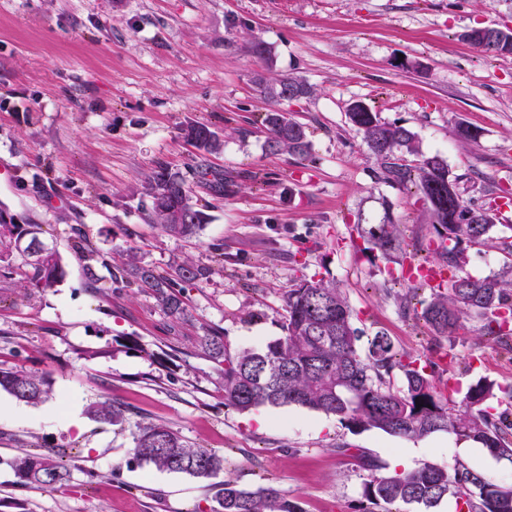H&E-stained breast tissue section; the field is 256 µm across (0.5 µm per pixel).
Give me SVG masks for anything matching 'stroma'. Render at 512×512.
<instances>
[{
	"mask_svg": "<svg viewBox=\"0 0 512 512\" xmlns=\"http://www.w3.org/2000/svg\"><path fill=\"white\" fill-rule=\"evenodd\" d=\"M492 25L512 28V0H0V208L42 225L66 269L29 298L0 288V364L52 382L37 405L0 390V512H212L208 483L133 462L142 422L223 455L225 478L242 487L272 481L304 512H361L364 454L386 466L398 454L414 468L462 461L512 481V462L485 458L478 444L462 452L445 432L417 441L353 433L295 405L238 413L224 405L221 364L200 347L212 328L234 350L280 336L285 292L322 277L364 337L385 332L400 352L435 361L454 400L481 377L512 386V351L480 339L475 320L452 344L403 313L398 297L425 299L429 288L393 276L351 238L361 216L386 210L406 244L425 231L415 188L376 178L346 116L355 101L413 131L422 154L443 157L465 201L512 193V57L462 38ZM256 39L266 58L253 55ZM260 72L314 87L277 105L306 126L307 158L266 150ZM191 121L218 133L223 151L187 144ZM462 123L477 141L459 136ZM203 165L223 172V197L199 194L209 220L197 237L165 234L147 218L144 181L163 166L193 186ZM76 227L81 252L70 248ZM130 250L161 270L186 259L209 268L186 286L181 318L108 279ZM88 261L100 282H87ZM511 268L500 245L467 249L472 277ZM103 401L127 406L128 423L91 418L89 405ZM23 445L55 450L67 485H16L2 461Z\"/></svg>",
	"mask_w": 512,
	"mask_h": 512,
	"instance_id": "obj_1",
	"label": "stroma"
}]
</instances>
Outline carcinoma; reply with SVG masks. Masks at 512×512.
Wrapping results in <instances>:
<instances>
[{
    "instance_id": "obj_1",
    "label": "carcinoma",
    "mask_w": 512,
    "mask_h": 512,
    "mask_svg": "<svg viewBox=\"0 0 512 512\" xmlns=\"http://www.w3.org/2000/svg\"><path fill=\"white\" fill-rule=\"evenodd\" d=\"M476 47L494 56L512 55V28L505 27L495 42ZM268 101L300 100L312 93L307 81L292 77L257 79ZM348 119L364 136L377 164L378 179L393 185L415 184L425 205L429 233L417 239L415 250L434 249V262L448 268L442 288L431 289L421 301L420 318L437 335L447 336L471 317L481 323L483 337L503 343L512 335V277L494 274L475 279L463 273L466 249L489 242L492 217L499 198L483 205L463 200L459 177L440 156L420 154L415 133L395 123L383 122L362 102L347 109ZM263 122L265 142L272 154L286 152L303 158L310 151L306 126L271 109ZM185 140L204 152L221 148V139L207 125L189 123ZM416 155L412 166L406 155ZM197 184L214 196L224 195V173L204 168ZM151 222L172 237L196 235L208 220L184 179L166 169L154 172L146 186ZM362 252L377 251L388 262L403 264L404 241L389 212L378 219L353 225ZM44 240L40 224H18L0 209V278L19 277L23 294L32 296L59 283L64 276L56 243L46 251L30 250ZM28 246H21V242ZM210 269L191 262L172 271H159L138 263L135 254L109 271L116 283L133 282L149 292L170 316L184 310L185 285L208 277ZM282 335L256 347L230 353L224 336L210 331L201 347L224 361V406L249 413L265 405H297L332 415L349 431L377 429L408 440L447 432L460 440L481 444L495 457L512 462V430L509 414L491 412L488 402L512 405V387L486 378L472 384L462 400L463 409L437 386L429 364L397 351L391 337L378 331L360 347L361 334L353 327L351 309L340 289L324 279L303 280L285 293ZM0 389L28 404L49 398L51 382L36 372L0 366ZM88 413L112 426H124L127 410L107 401L92 404ZM133 459L139 465L210 479L224 471V456L187 443L177 432L160 423L139 424L134 433ZM20 486L47 489L70 481V472L51 452L22 449L5 460ZM362 488L367 502L363 512H393L398 504L429 509L443 499L454 500L455 512H512V482L498 481L463 462L448 471L432 463L409 472L385 471L375 461ZM215 512H304L296 497H289L268 483L254 490L232 480L220 483Z\"/></svg>"
}]
</instances>
